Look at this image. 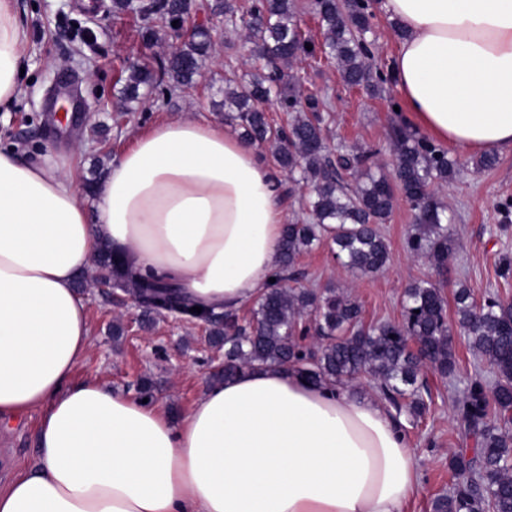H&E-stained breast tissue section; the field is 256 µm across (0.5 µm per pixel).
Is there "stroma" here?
<instances>
[{
	"mask_svg": "<svg viewBox=\"0 0 512 512\" xmlns=\"http://www.w3.org/2000/svg\"><path fill=\"white\" fill-rule=\"evenodd\" d=\"M16 8L28 42L24 90L11 106L0 109V148L28 160L48 152L73 153L75 173L82 179L95 169L107 171L113 157L157 123L172 118L223 122L225 84L241 81L258 66L246 38L215 26L211 57L192 87L170 95L147 89L144 102L124 112L119 94L128 77V60L143 54L159 60L175 47V39L146 46L133 17L114 12L112 0H16ZM366 39L374 54L372 71H388L398 46L391 22L374 15ZM287 73L299 76L304 90L325 100L331 144L375 146L382 171L391 172L392 128L409 118L395 81L376 93L346 87L335 61L321 54L293 62ZM63 88L86 104V112L57 111L54 101ZM448 155L458 159L460 167L452 180L435 186L456 240L445 266L436 267L409 251L406 238L415 212L400 196L381 226L390 246L382 272L372 277L353 275L323 246L300 256L301 285L316 291L331 287L353 296L369 323L402 321L404 291L422 279L436 282L448 302L450 319L455 316L453 293L462 285L476 298L494 293L512 302V275L502 276L500 269L502 255L512 256V213L500 209L512 198V149L498 153L496 165L489 169L475 168L472 157L457 150H449ZM81 296L91 342L74 373L75 381L93 378L134 398L138 383L149 380L152 402L160 404L172 421L181 420L211 374L205 364L211 351L205 327L172 314L143 325L142 308L132 305L117 312L111 291L97 286L84 289ZM117 319L126 327L118 339L112 335ZM453 345L457 375L444 379L426 373L429 409L405 428L421 470V489L405 512H430L432 499L452 488L448 460L460 450L453 401L474 377L489 386L495 382L493 371L478 361L464 336H455ZM40 418V412L32 410L0 420V491L34 463Z\"/></svg>",
	"mask_w": 512,
	"mask_h": 512,
	"instance_id": "obj_1",
	"label": "stroma"
}]
</instances>
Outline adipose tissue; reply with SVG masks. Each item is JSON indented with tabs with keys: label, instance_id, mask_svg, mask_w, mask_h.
<instances>
[{
	"label": "adipose tissue",
	"instance_id": "1",
	"mask_svg": "<svg viewBox=\"0 0 512 512\" xmlns=\"http://www.w3.org/2000/svg\"><path fill=\"white\" fill-rule=\"evenodd\" d=\"M401 28L392 75L413 120L471 155L512 149V0H380ZM27 36L0 0V107ZM72 160L0 150V417L40 410L34 468L0 512H404L420 470L383 403L286 368L209 386L178 422L74 381L90 345L75 288L101 242L197 306L235 311L278 267L280 173L236 128L156 124L113 159L93 204Z\"/></svg>",
	"mask_w": 512,
	"mask_h": 512
}]
</instances>
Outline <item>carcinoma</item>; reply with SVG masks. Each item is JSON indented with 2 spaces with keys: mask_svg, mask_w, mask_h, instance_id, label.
<instances>
[{
  "mask_svg": "<svg viewBox=\"0 0 512 512\" xmlns=\"http://www.w3.org/2000/svg\"><path fill=\"white\" fill-rule=\"evenodd\" d=\"M114 7L143 22L142 37L158 41L157 30L183 38L159 63L170 88L193 83L210 57V28L189 23L192 5L184 0H114ZM197 9L224 17L226 26L241 29L265 61L250 78L224 88L225 118L242 129L250 142L267 145L277 165L296 184L308 189L307 204L313 222L287 224L275 282L270 284L249 316L217 312L195 315L179 293L158 303L154 292L161 282L141 274L125 254L108 242L98 248L93 264L108 272L112 287L131 295L150 314H179L198 319L209 327V343L224 350V365L210 381L221 383L238 371L272 366L291 367L316 383L345 387L363 375L377 385L381 398L396 414L416 419L427 405L422 381L425 366L443 378L453 377L456 358L446 302L440 289L421 280L405 291L404 321L398 324L363 322L361 305L326 288L318 293L291 287L297 279L299 256L327 241L338 258L360 276L380 272L389 259V244L379 225L386 223L400 191L413 210L415 224L407 247L441 266L455 246L453 230L444 224V206L433 186L451 179L457 169L447 153L429 139L402 126L394 129L395 157L389 175L374 170L378 149L367 146L349 150L338 158L353 165L355 183L340 176L325 136L323 102L304 95L300 80L288 76L284 66L302 56L305 48L296 18L294 0H214ZM321 26V52L336 61L347 86H369L371 79L384 82L383 72L372 73L367 62L371 14L365 0H315ZM130 74L121 90L126 110L140 102L141 88L156 85L147 62L128 65ZM277 100L288 113L286 125L275 128L262 103ZM455 323L470 348L494 370L492 389L476 378L455 400V412L463 424V437L474 441L473 456L463 450L449 462L455 482L452 491L431 503L432 512H512V303L491 295L478 303L470 289L455 291ZM314 328L320 342L311 350L300 337ZM421 346L415 352L412 344Z\"/></svg>",
  "mask_w": 512,
  "mask_h": 512,
  "instance_id": "obj_1",
  "label": "carcinoma"
}]
</instances>
